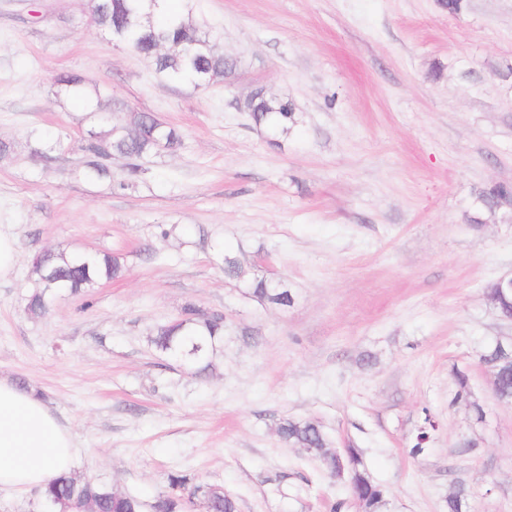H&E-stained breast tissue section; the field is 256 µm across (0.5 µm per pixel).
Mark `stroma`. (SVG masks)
Wrapping results in <instances>:
<instances>
[{
	"label": "stroma",
	"instance_id": "stroma-1",
	"mask_svg": "<svg viewBox=\"0 0 512 512\" xmlns=\"http://www.w3.org/2000/svg\"><path fill=\"white\" fill-rule=\"evenodd\" d=\"M85 0H0V230L16 241L0 280V377L26 380L78 446L73 469L152 502L173 473L221 486L238 512H357L344 481L289 447L282 420L313 418L355 448L384 512H512V404L480 356L512 341L484 289L512 273V209L479 193L512 185V0H196L238 60L204 90L157 75L98 27ZM100 85L113 122L151 112L183 136L127 189L73 175L90 114L55 76ZM287 98L276 138L239 111L255 88ZM66 137L34 164L30 131ZM117 252L122 278L25 313L33 258ZM280 281L288 307L225 278L220 250ZM229 328L208 378L151 345L186 303ZM470 402H454L455 370ZM484 411L476 418L470 408ZM432 414L423 455L410 449Z\"/></svg>",
	"mask_w": 512,
	"mask_h": 512
}]
</instances>
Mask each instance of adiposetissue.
<instances>
[{
	"instance_id": "ef3b65f1",
	"label": "adipose tissue",
	"mask_w": 512,
	"mask_h": 512,
	"mask_svg": "<svg viewBox=\"0 0 512 512\" xmlns=\"http://www.w3.org/2000/svg\"><path fill=\"white\" fill-rule=\"evenodd\" d=\"M75 456L71 434L46 404L0 377V492L43 487L69 472Z\"/></svg>"
}]
</instances>
